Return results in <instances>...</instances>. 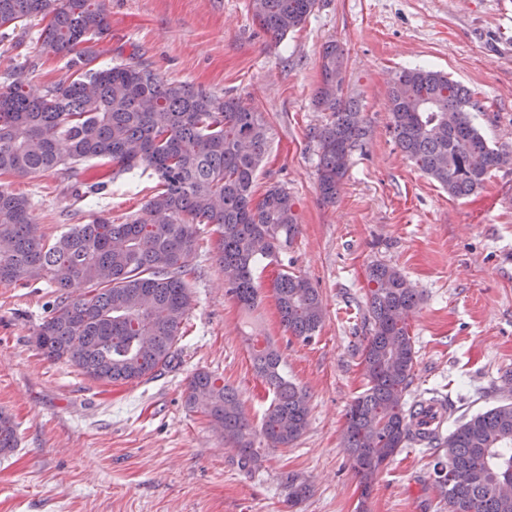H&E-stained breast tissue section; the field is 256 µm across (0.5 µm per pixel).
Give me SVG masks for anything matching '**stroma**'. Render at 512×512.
Segmentation results:
<instances>
[{
    "label": "stroma",
    "instance_id": "obj_1",
    "mask_svg": "<svg viewBox=\"0 0 512 512\" xmlns=\"http://www.w3.org/2000/svg\"><path fill=\"white\" fill-rule=\"evenodd\" d=\"M110 34L103 66L141 63L171 82L231 95L260 112L269 143L254 199L279 186L299 217L290 246L257 271L253 313L259 344H273L283 370L308 396L301 437L285 448L256 439L242 465L208 417L185 404L190 376L206 370L233 387L252 427L273 394L253 368L239 303L226 292L213 225H200L191 305L172 368L134 383L102 384L33 343L59 294L47 281L0 283V412L17 446L0 453V512H448L428 446L409 444L370 491L343 447L346 413L367 387L361 350L369 336L367 265L398 269L420 294L407 324L415 359L407 400L440 389L464 420L512 397V165L493 170L463 198L450 196L395 145L388 92L401 71L429 67L471 90L474 122L493 145L512 146V0H318L301 27L276 41L250 0H106ZM42 22L0 33V87L24 69L42 95L67 74L53 58L26 62ZM346 51L344 88L360 101L368 133L354 151L335 202L320 199L314 105L322 51ZM99 168L5 175L31 201L39 230L55 237L103 215L122 224L154 195L152 172L122 175L87 198ZM309 280L324 307L312 341L280 323L274 283ZM306 485L288 495V480Z\"/></svg>",
    "mask_w": 512,
    "mask_h": 512
}]
</instances>
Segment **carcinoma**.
Returning a JSON list of instances; mask_svg holds the SVG:
<instances>
[{
  "mask_svg": "<svg viewBox=\"0 0 512 512\" xmlns=\"http://www.w3.org/2000/svg\"><path fill=\"white\" fill-rule=\"evenodd\" d=\"M316 0H251L254 17L275 39L299 28ZM45 21L41 57L65 59L70 75L43 96L29 94L24 72L0 89V174L50 173L94 160L108 174L151 170L159 189L142 214L124 224L97 216L49 240L39 233L27 197L0 185V283L47 280L60 294L39 325L42 355L63 360L98 382H135L176 359L181 324L190 307L186 276L195 254L196 226H216L219 265L236 276L229 292L245 313L257 306L259 263L298 233L295 203L272 187L253 204V183L266 153V126L240 98L185 83L166 82L153 69L120 63L95 66L96 46L110 29L104 0H0V30ZM344 49L324 48L317 104L333 120L315 135L318 186L335 199L352 153L367 129L357 100L337 80ZM390 133L425 174L454 197L480 188L499 168L509 146L492 147L471 113V92L448 75L426 69L400 72L388 94ZM370 336L361 351L367 390L346 413L344 445L368 492L378 470L416 441L405 400L414 348L406 318L417 290L393 267L368 266ZM281 324L309 341L324 319L318 289L284 272L274 287ZM254 367L273 391L260 435L270 448L286 447L304 432L306 393L281 370L279 352L254 350ZM185 402L224 432L246 465L256 449L238 393L199 370ZM16 445L11 419L0 413V453ZM434 474L448 512H512V403L462 421L429 441Z\"/></svg>",
  "mask_w": 512,
  "mask_h": 512,
  "instance_id": "obj_1",
  "label": "carcinoma"
}]
</instances>
